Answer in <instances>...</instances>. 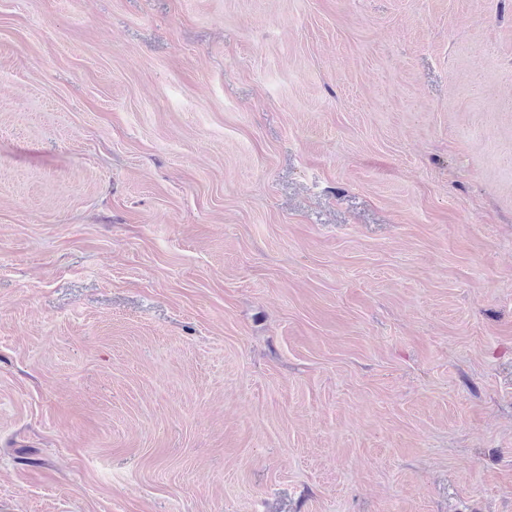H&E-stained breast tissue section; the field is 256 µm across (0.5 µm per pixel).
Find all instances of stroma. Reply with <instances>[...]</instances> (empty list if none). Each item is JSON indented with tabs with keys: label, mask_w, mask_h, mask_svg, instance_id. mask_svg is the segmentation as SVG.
Masks as SVG:
<instances>
[{
	"label": "stroma",
	"mask_w": 512,
	"mask_h": 512,
	"mask_svg": "<svg viewBox=\"0 0 512 512\" xmlns=\"http://www.w3.org/2000/svg\"><path fill=\"white\" fill-rule=\"evenodd\" d=\"M0 512H512V0H0Z\"/></svg>",
	"instance_id": "1"
}]
</instances>
